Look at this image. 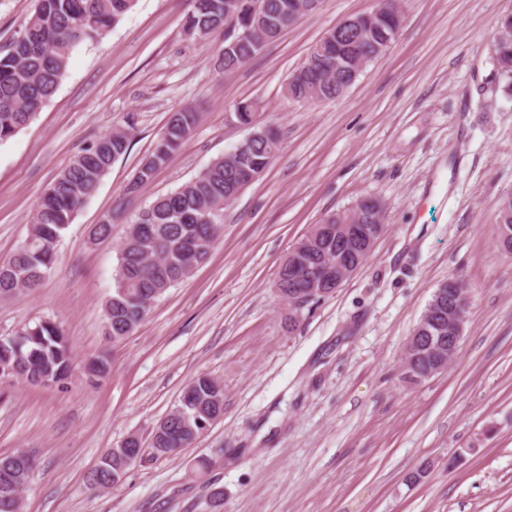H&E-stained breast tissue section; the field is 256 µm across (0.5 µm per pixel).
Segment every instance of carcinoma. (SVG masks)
Returning a JSON list of instances; mask_svg holds the SVG:
<instances>
[{
  "label": "carcinoma",
  "instance_id": "obj_1",
  "mask_svg": "<svg viewBox=\"0 0 512 512\" xmlns=\"http://www.w3.org/2000/svg\"><path fill=\"white\" fill-rule=\"evenodd\" d=\"M136 0H37L34 12L19 29L22 40H12L0 54V143L25 128L56 92L66 75L72 51L85 40H95L116 25ZM307 0H188L184 30L195 40H207L224 31L227 13L237 20L252 21L261 35L219 51L217 67H240L253 59L264 45L298 20ZM378 12L358 27L338 33L327 30L308 52L309 68L293 73L282 86L284 98L315 104L335 100L358 74L361 61L386 54L399 32L404 14L389 0H379ZM493 62L499 73L512 80V40L497 48ZM196 114L188 107L173 111L153 151L140 163L128 192L153 177L190 138ZM135 123L103 134L75 154L45 190L32 217L28 236L5 261L0 262V298H9L39 287L58 259V244L77 212L97 192L116 159L129 149ZM260 137L214 160L199 176L177 189L158 196L145 210L147 222L135 215L122 242L112 295L104 303V328L118 341L131 335L152 306L170 288L191 278L207 260L224 224V207L239 189L254 182L271 164L279 150V137L271 127L257 129ZM380 201L366 197L353 207L332 212L293 246L277 273L275 287L297 298L310 293L308 281L293 274L296 261L311 268L322 264V254L336 247L338 231L345 224H364L380 236ZM499 242L512 249V198L498 214ZM429 321L419 319L409 336L403 379L418 384L435 375L441 357L423 354L420 339L434 336ZM0 367L11 368L17 381L42 385L49 374L56 382L68 379L73 350L63 329L49 319L26 326L12 336H0ZM224 416V384L200 373L182 389L175 407L154 426L148 445L129 452L108 451L89 477V488L102 491L118 486L126 474L129 454L150 458L173 456L189 447L214 421ZM21 488L4 482L0 474V512H18L13 494L26 488L34 474V462L25 453L0 459Z\"/></svg>",
  "mask_w": 512,
  "mask_h": 512
}]
</instances>
